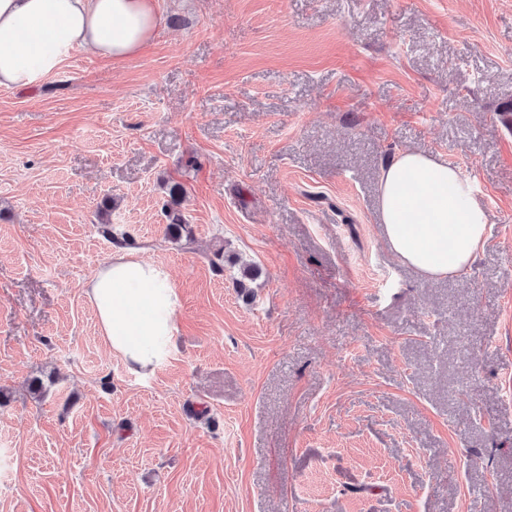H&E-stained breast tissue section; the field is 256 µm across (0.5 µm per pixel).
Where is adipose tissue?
Returning a JSON list of instances; mask_svg holds the SVG:
<instances>
[{
	"instance_id": "adipose-tissue-1",
	"label": "adipose tissue",
	"mask_w": 512,
	"mask_h": 512,
	"mask_svg": "<svg viewBox=\"0 0 512 512\" xmlns=\"http://www.w3.org/2000/svg\"><path fill=\"white\" fill-rule=\"evenodd\" d=\"M160 22L155 0H0V87L36 86L79 48L125 58ZM378 194L387 245L403 262L430 279L469 270L484 246L488 218L455 166L401 151L382 168ZM85 293L110 349L132 370H152L175 330L179 297L166 273L120 251Z\"/></svg>"
}]
</instances>
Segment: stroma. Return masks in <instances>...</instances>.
<instances>
[{
  "label": "stroma",
  "mask_w": 512,
  "mask_h": 512,
  "mask_svg": "<svg viewBox=\"0 0 512 512\" xmlns=\"http://www.w3.org/2000/svg\"><path fill=\"white\" fill-rule=\"evenodd\" d=\"M159 10L124 60L0 87V512H512V0ZM403 150L475 185L464 276L386 244ZM128 247L180 297L146 373L84 293ZM165 216L168 220L167 231L175 239L181 240L183 237L186 241L192 240V230L185 215L177 208L165 207Z\"/></svg>",
  "instance_id": "stroma-1"
}]
</instances>
